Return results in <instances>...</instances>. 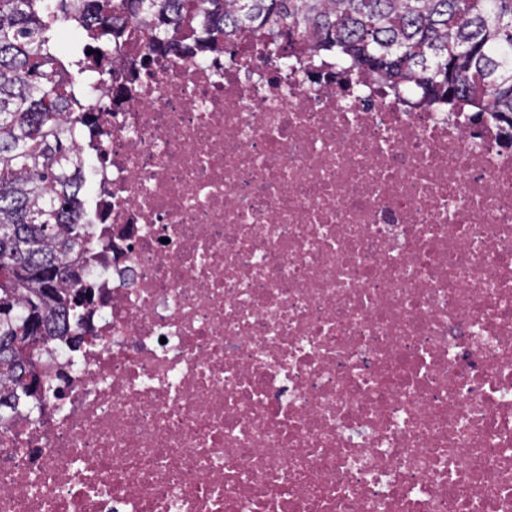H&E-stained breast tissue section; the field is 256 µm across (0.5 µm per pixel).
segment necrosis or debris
Segmentation results:
<instances>
[{"label": "necrosis or debris", "mask_w": 512, "mask_h": 512, "mask_svg": "<svg viewBox=\"0 0 512 512\" xmlns=\"http://www.w3.org/2000/svg\"><path fill=\"white\" fill-rule=\"evenodd\" d=\"M149 31L65 55L85 341L0 426V512H512V127Z\"/></svg>", "instance_id": "4bbe7bcc"}]
</instances>
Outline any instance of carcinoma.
<instances>
[{
    "instance_id": "cac0c4a2",
    "label": "carcinoma",
    "mask_w": 512,
    "mask_h": 512,
    "mask_svg": "<svg viewBox=\"0 0 512 512\" xmlns=\"http://www.w3.org/2000/svg\"><path fill=\"white\" fill-rule=\"evenodd\" d=\"M82 12L101 59L122 14L150 16L142 63L183 16L208 39L258 33L280 44L333 53L422 98H443L512 127V0H0V421L57 336L76 344L69 314L83 298L84 228L63 174L74 154L68 80L52 25Z\"/></svg>"
}]
</instances>
